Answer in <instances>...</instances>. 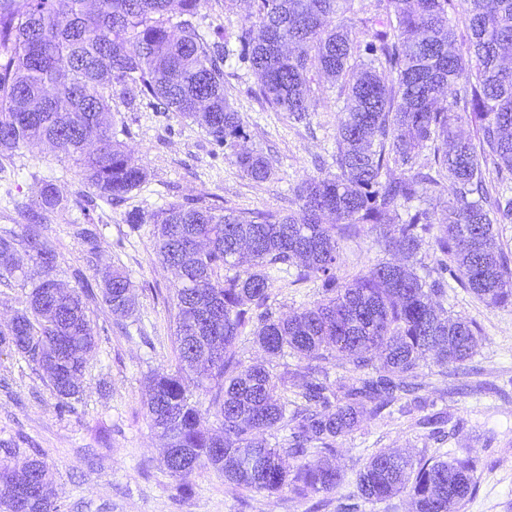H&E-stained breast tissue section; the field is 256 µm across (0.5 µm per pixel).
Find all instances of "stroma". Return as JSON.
Wrapping results in <instances>:
<instances>
[{"instance_id": "1", "label": "stroma", "mask_w": 512, "mask_h": 512, "mask_svg": "<svg viewBox=\"0 0 512 512\" xmlns=\"http://www.w3.org/2000/svg\"><path fill=\"white\" fill-rule=\"evenodd\" d=\"M252 10L250 0L231 8L224 0H207L194 23L209 41L223 40L235 50ZM224 89L247 133L241 149L267 157L273 176L252 181L236 165L232 149L215 146L203 128L150 101L131 112L114 101L117 122L126 130L125 150L146 169L147 179L120 203L94 199L92 217L102 232L94 267H87L71 234L72 224L83 220L82 183L72 161L30 146L13 163L0 165V231L22 233V225L9 220L15 206L35 205L43 184L52 182L64 206L48 215L43 235L58 254L59 282L75 287L71 273L79 268L98 283L121 267L138 286L135 315L126 321H116L101 303L91 304L99 343L82 377V393L65 416L56 413L57 396L46 375L18 354L0 351V438L19 444L11 466L22 467L34 456L44 461L53 474L50 498L61 512H341L350 503L355 512H415L404 493L382 503L356 500V475L368 456L391 450L418 459L464 449L481 465L476 488L458 512H512V306L486 305L453 282L445 308L476 322L481 335L465 367H440L429 358L422 363L425 393L448 418L442 435H431L411 417L386 414L338 439L332 462L345 470L346 481L332 493H241L207 469L191 476V495H177L163 464L166 443L145 407L151 373L175 357L170 296L176 278L158 262L148 231L129 235L124 216L199 198L242 213L288 214L299 208L302 182L336 171L332 154L342 102L334 84L320 80L301 123L265 104L255 76L237 59L224 65ZM383 257L374 234L362 233L342 242L339 273H357Z\"/></svg>"}]
</instances>
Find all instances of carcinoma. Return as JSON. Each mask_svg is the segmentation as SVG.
<instances>
[{"label":"carcinoma","instance_id":"cac0c4a2","mask_svg":"<svg viewBox=\"0 0 512 512\" xmlns=\"http://www.w3.org/2000/svg\"><path fill=\"white\" fill-rule=\"evenodd\" d=\"M254 18L237 35L238 61L255 75L268 106L306 119L314 77L340 86L342 117L333 163L337 173L314 178L299 193V210L226 212L202 200L130 212V232L153 225L160 262L178 271L174 286L176 365L151 376V425L168 439L164 465L179 479L212 468L237 489L303 497L330 493L343 469L310 458L336 454V440L380 417L430 407L421 361L462 365L476 354L478 329L443 309L453 280L491 306H512V258L498 248V225L512 224V0H378L366 21L371 40L361 47L350 26L328 27L332 15L353 11L354 0H257ZM205 0H0V159L40 143L75 164L84 201H121L146 180L118 139L112 103L134 110L147 99L204 128L218 147L246 137L224 92L229 51L207 42L192 19ZM464 22L469 41L456 46ZM450 92L453 99L439 106ZM475 127V138L458 129ZM433 151L437 169L415 168ZM255 182L272 175L260 153L235 152ZM451 192L435 236L431 265L417 255L434 222L433 201ZM62 206L55 184L43 185L36 208L25 213L24 235H0V277L31 285L25 308L0 327V347L44 370L70 412L79 396L86 357L97 345L88 301L129 318L136 294L121 269L99 284L77 270L81 287L55 278L57 252L42 240L46 215ZM370 229L392 258L364 273L337 275L340 241ZM84 251L100 249L96 231L77 232ZM28 247L32 277L16 261ZM294 258V282H315L321 298L287 317L270 303L278 274ZM420 264L419 274L414 264ZM251 337L283 360L276 374L262 363L245 366L237 344ZM342 357L362 372L337 387L328 365ZM308 361V375L288 398V359ZM209 406L220 433L202 416ZM287 429L285 467L280 447L256 441L260 431ZM15 444L1 442L0 512H58L46 494L16 491L6 461ZM26 472L46 488L51 472L32 458ZM477 463L467 452L412 459L372 453L356 475L359 496L383 502L405 492L417 512H455L476 488Z\"/></svg>","mask_w":512,"mask_h":512}]
</instances>
